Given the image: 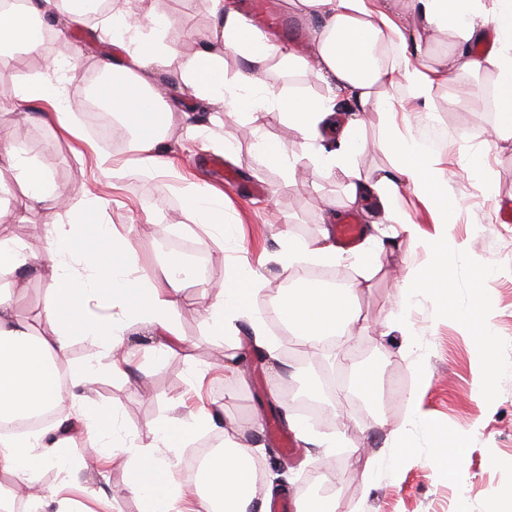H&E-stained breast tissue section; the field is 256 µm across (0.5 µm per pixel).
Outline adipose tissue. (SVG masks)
I'll list each match as a JSON object with an SVG mask.
<instances>
[{"label":"adipose tissue","mask_w":512,"mask_h":512,"mask_svg":"<svg viewBox=\"0 0 512 512\" xmlns=\"http://www.w3.org/2000/svg\"><path fill=\"white\" fill-rule=\"evenodd\" d=\"M85 0H24L18 7L0 6V48H21L38 55L43 51V16L63 15L67 24L81 25L87 15ZM409 17H401L381 0H288V7L310 26L306 52L276 44L241 14L232 0H210L211 26L201 47L176 56L164 41L166 16L151 13L142 21L129 0H112V11L102 25L121 49L119 55L101 61L111 83L97 87L96 96L128 129V149L140 172L154 177L169 166L165 133L174 110L163 100L156 80L161 65L179 58L178 83L196 99L223 109L226 116H253L275 112L287 129L304 141L316 140L334 124L333 91L342 92L357 117L348 121L334 153L309 151L313 173L336 171L344 178L350 204L377 197L387 217L405 233L413 228L399 201L412 193L435 211L439 224H447L457 204L449 193L448 179L438 156L415 135L410 120L396 123L389 116L412 107L416 112L434 109L437 88L451 71H493L496 75L495 136L512 138V0H407ZM420 31L445 33L460 53L425 62L421 45H409L405 23ZM240 59L235 72H227L225 53ZM285 68L310 73L324 82L329 96L312 98L275 89L268 80L271 70ZM386 115L378 146L391 160L389 174L376 182L362 180L356 159L368 149L362 135V115ZM14 176L24 197L23 207L36 209L55 185L47 173L20 147L0 144V191L7 176ZM193 223L206 228L209 240L224 244V200L209 186L191 183L183 187ZM101 198L63 201L60 212L46 222L48 234L43 254L29 250L22 241L0 236V421L32 415L70 399L72 420H61L49 433L16 435L0 433V472L34 484L49 465L75 476L84 468L74 459L73 424H80L84 440L108 462H120L127 472V486L140 503V512H184V491L174 467L187 451L190 433L184 419L170 417L155 423L153 438L145 445L130 446L120 435L117 411L91 403L84 389L96 376V368L83 365L62 385L57 363L65 357L74 335L91 340L107 351L124 346L123 333L134 325L146 328L162 342L176 335L175 316L181 293L193 279L192 268L171 259L150 271H142L131 243L111 224H97L100 238L110 241L112 255L101 258L82 244L83 223L63 222V212L100 214ZM433 261L428 268L403 275L395 318L400 331H408V310L421 297L447 299L453 291L452 269L469 258L467 248L439 237L429 241ZM342 254L328 239L301 242L284 238L273 255L275 263L292 268L303 263L333 264ZM50 281L43 318L50 334L35 333L14 313L13 293L20 277L34 261ZM266 277L249 266L229 264L223 284L208 311L210 333L216 345L225 337L242 336L245 345L265 350L277 359L278 346L269 335L265 319L253 305L264 290ZM368 283L351 281L344 289L305 285L286 289L274 299L272 309L281 323L291 328L304 345L315 349L329 336L346 335L357 319L360 296ZM490 297L474 292L456 307L455 315L475 332L478 352L488 356L493 347ZM247 330H240V322ZM257 447L242 442L233 425L224 428V450L209 456L196 499L197 512H268L273 496L257 472Z\"/></svg>","instance_id":"1"}]
</instances>
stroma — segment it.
I'll use <instances>...</instances> for the list:
<instances>
[{
    "label": "stroma",
    "instance_id": "stroma-1",
    "mask_svg": "<svg viewBox=\"0 0 512 512\" xmlns=\"http://www.w3.org/2000/svg\"><path fill=\"white\" fill-rule=\"evenodd\" d=\"M56 54L31 57L26 73L14 75L13 85L25 79L47 76L71 104L73 119L85 125L77 101L86 70L96 69L104 55L115 53L110 35L100 24L65 29ZM492 72L450 73L435 96V116L416 112L412 122L418 137L440 154L449 185L461 202L450 237L467 244L472 260L455 268L454 304L468 301L478 273L494 271L486 287L495 303L492 319L496 345L492 363L498 374L491 391L482 388V365L475 357V335L464 330L452 316L441 314L424 299L411 312L412 340L393 332L398 289L396 274L409 266L432 262L422 242L443 231L413 195L402 205L416 226L415 236L398 232L377 200L353 210L366 233L393 237L394 246L384 260L383 271L359 300L360 318L349 337L336 341L324 356L279 346L278 355L288 365L286 386L295 396L333 405L329 424L309 423L317 437L335 440L332 448L299 441L302 460L277 450L264 424L276 422L287 428L294 411L272 382L274 372L265 353H243L225 340L228 364L251 361L244 378L224 373L203 356L213 338L206 310L223 283L226 260L231 255L251 266L265 262L284 236L295 235L297 225L307 227L306 239L320 237L325 227L322 211L326 199L336 201V213L346 212L344 183L333 172L317 176L314 186L288 183L280 171L267 166L258 150L261 138L282 136L277 113L263 115L261 122L247 119L218 120L208 103L186 98L185 116L174 123L169 142L174 166L168 174L144 176L132 154L119 150L115 157L125 163L120 180L103 177L85 142L62 135L49 119L53 106L46 101L22 103L17 97L0 98V140L25 144L54 184L70 200L99 197L110 205L102 216L127 234L140 268L148 270L177 255L175 241H183L205 260L207 269L182 292L177 320L180 340L168 352L155 354L149 336L130 329L125 340L133 348L127 374L111 369L112 357L101 346L77 337L63 359L67 369L86 362L98 371L90 398L99 406L118 410L123 426L136 443L151 440L152 424L177 415L191 420L200 410L223 409L225 419L237 424L244 441L260 445L258 457L263 478L273 480L282 498H308L316 471L327 473L335 488L327 501L332 512H497L512 497V223L495 221L488 194L480 189L485 174H492L499 203L512 205V141L494 142L490 128L496 114L487 111L479 88L494 82ZM488 150L486 170L469 166L459 153L460 143ZM219 156L225 168L234 170L243 183H260L268 193L243 197L227 191L220 173L207 166L206 158ZM194 181L224 193V217L228 222L224 248L205 244L204 230L187 218V204L180 195L183 184ZM56 208L54 198L42 207L25 212L22 220L0 229L41 250L45 220ZM49 288L47 279L29 274L16 292L17 316L42 333L49 327L40 316ZM370 367L369 395L353 393L332 401L322 381L333 370L351 378L353 367ZM419 412L432 424L431 432L413 431L412 456L391 468L390 434L403 427L411 412ZM457 440L464 456L448 467L438 448L439 438ZM70 489L73 512H139L127 488V474L109 464L80 473Z\"/></svg>",
    "mask_w": 512,
    "mask_h": 512
}]
</instances>
